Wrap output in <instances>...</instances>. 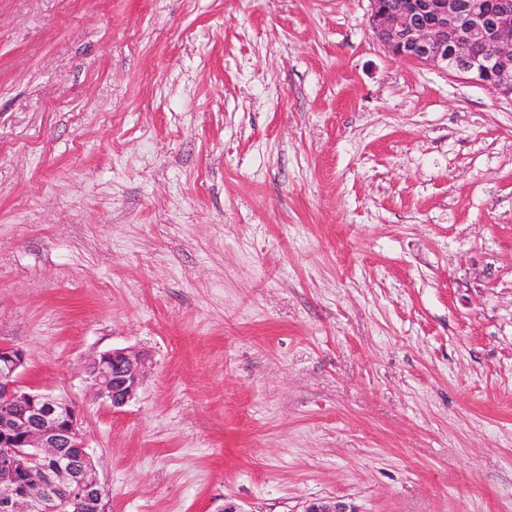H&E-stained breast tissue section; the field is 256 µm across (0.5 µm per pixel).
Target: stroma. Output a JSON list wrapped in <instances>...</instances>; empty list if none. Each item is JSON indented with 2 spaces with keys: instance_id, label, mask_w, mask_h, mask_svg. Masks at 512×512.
<instances>
[{
  "instance_id": "35a3bbf8",
  "label": "stroma",
  "mask_w": 512,
  "mask_h": 512,
  "mask_svg": "<svg viewBox=\"0 0 512 512\" xmlns=\"http://www.w3.org/2000/svg\"><path fill=\"white\" fill-rule=\"evenodd\" d=\"M369 16L0 0V344L103 512H512V99ZM85 372L96 400L112 411H119L137 395L143 382L144 366L136 353L112 349L94 357Z\"/></svg>"
}]
</instances>
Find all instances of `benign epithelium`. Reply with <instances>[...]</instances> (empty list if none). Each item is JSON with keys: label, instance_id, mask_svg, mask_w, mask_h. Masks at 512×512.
I'll return each mask as SVG.
<instances>
[{"label": "benign epithelium", "instance_id": "7a95c632", "mask_svg": "<svg viewBox=\"0 0 512 512\" xmlns=\"http://www.w3.org/2000/svg\"><path fill=\"white\" fill-rule=\"evenodd\" d=\"M372 28L389 53L433 63L512 98V0H370ZM26 353L0 345V512H102V491L79 410L19 375ZM89 389L118 411L142 385L144 366L126 349L103 352L85 369ZM37 472L33 480L26 477ZM64 485L68 496L50 497ZM303 512H355L316 499Z\"/></svg>", "mask_w": 512, "mask_h": 512}]
</instances>
